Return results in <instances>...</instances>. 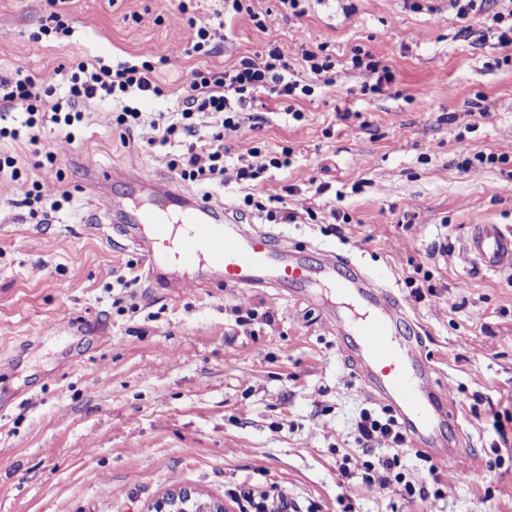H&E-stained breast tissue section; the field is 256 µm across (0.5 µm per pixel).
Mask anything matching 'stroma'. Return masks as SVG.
I'll return each mask as SVG.
<instances>
[{
    "label": "stroma",
    "mask_w": 512,
    "mask_h": 512,
    "mask_svg": "<svg viewBox=\"0 0 512 512\" xmlns=\"http://www.w3.org/2000/svg\"><path fill=\"white\" fill-rule=\"evenodd\" d=\"M275 5L265 2V29L235 21L203 56L182 52L190 26L216 25L224 0H69V35L39 44L45 0H0V78L22 69L56 84L72 60L147 61L165 94L129 99L153 116L176 108L190 70H227L276 46L291 79L312 88L293 115L256 92L220 187L167 166L183 145L122 133L108 99L86 105L80 124L42 129L47 148L73 137L51 165L0 142L29 181L70 194L60 212L32 211L0 176V512H145L176 486L226 512L283 495L293 512H512V271H485L466 247L482 218L512 234V47L480 38L477 19L444 0H304L303 15L288 17ZM306 49L330 57L328 79L307 69ZM357 50L393 82L371 91L351 63ZM256 147L288 152V166L255 185L236 180ZM91 167L165 175L173 189L378 272L448 389L455 419L439 482L421 451L381 439L374 451L398 454L405 482L366 486L371 453L357 424L389 411L359 378L350 338L320 308L265 288H198L191 271L180 288L151 283L104 205L127 184L89 186ZM249 194L280 220L246 206ZM408 483L424 495H408Z\"/></svg>",
    "instance_id": "35a3bbf8"
}]
</instances>
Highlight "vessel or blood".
<instances>
[{"label":"vessel or blood","mask_w":512,"mask_h":512,"mask_svg":"<svg viewBox=\"0 0 512 512\" xmlns=\"http://www.w3.org/2000/svg\"><path fill=\"white\" fill-rule=\"evenodd\" d=\"M115 221L138 243V251L154 279L168 288L170 263L183 269L208 268V288H272L279 297L317 303V289L326 288L351 304L345 335L356 339L362 372L398 416L417 448L435 447L437 424L447 418L444 393L429 382L431 366L420 356L421 341L405 330L407 312L400 299L374 288L370 278L336 254L310 263L306 246L283 235L237 220L223 204L188 200L165 188L153 210L122 197L112 203ZM482 267L498 273L512 269V236L499 225H473L467 243Z\"/></svg>","instance_id":"vessel-or-blood-1"}]
</instances>
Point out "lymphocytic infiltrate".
Segmentation results:
<instances>
[{
  "instance_id": "obj_1",
  "label": "lymphocytic infiltrate",
  "mask_w": 512,
  "mask_h": 512,
  "mask_svg": "<svg viewBox=\"0 0 512 512\" xmlns=\"http://www.w3.org/2000/svg\"><path fill=\"white\" fill-rule=\"evenodd\" d=\"M152 71V65L147 63L109 67L79 61L72 64L66 92L62 95L53 87L38 85L23 71H16L11 78L0 79V103L5 106L0 113V140L16 141L25 134L30 143H37L39 127L48 123L70 127L82 122L80 104L96 98L115 102L118 127L128 131L150 128L163 144L175 137L190 141L195 134L197 115L208 114L215 128L209 146L204 148L190 141L186 153L169 162L171 168L179 170L182 179L208 186L224 180V141L239 130L238 110L254 91L268 89L288 101L308 92L307 87L289 78L288 62L274 47L263 61L245 58L234 69L224 72L191 70L185 80L182 109L147 118L137 108L126 105L123 97L132 90L163 95L164 90L153 80ZM11 108L20 109L19 123L9 122L7 111Z\"/></svg>"
}]
</instances>
